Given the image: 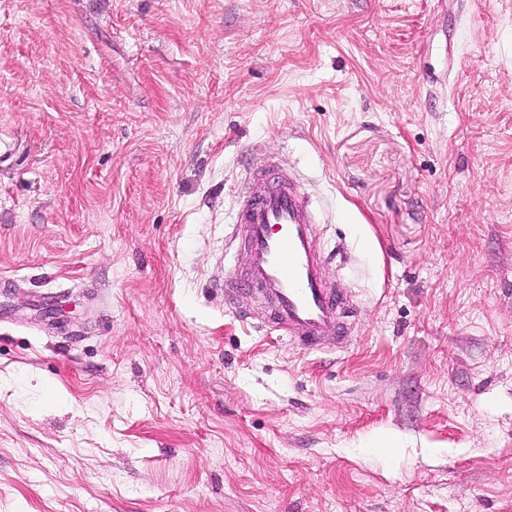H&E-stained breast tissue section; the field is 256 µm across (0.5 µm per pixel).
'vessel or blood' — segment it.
Wrapping results in <instances>:
<instances>
[{"label": "vessel or blood", "mask_w": 512, "mask_h": 512, "mask_svg": "<svg viewBox=\"0 0 512 512\" xmlns=\"http://www.w3.org/2000/svg\"><path fill=\"white\" fill-rule=\"evenodd\" d=\"M320 222L319 206L286 170L270 164L252 169L238 192L234 217L248 264L215 286L229 308L244 287H256L269 305L257 328L308 349L328 336H348L343 297L326 279Z\"/></svg>", "instance_id": "b4317fda"}]
</instances>
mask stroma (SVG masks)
<instances>
[{
	"instance_id": "1",
	"label": "stroma",
	"mask_w": 512,
	"mask_h": 512,
	"mask_svg": "<svg viewBox=\"0 0 512 512\" xmlns=\"http://www.w3.org/2000/svg\"><path fill=\"white\" fill-rule=\"evenodd\" d=\"M0 139V512H512V0H0ZM266 163L346 343L211 290Z\"/></svg>"
}]
</instances>
